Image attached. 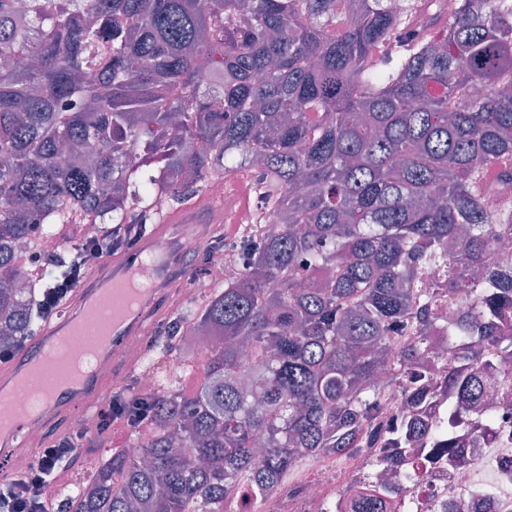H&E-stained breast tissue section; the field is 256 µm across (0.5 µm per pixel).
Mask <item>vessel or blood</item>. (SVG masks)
Here are the masks:
<instances>
[{
    "instance_id": "b4317fda",
    "label": "vessel or blood",
    "mask_w": 512,
    "mask_h": 512,
    "mask_svg": "<svg viewBox=\"0 0 512 512\" xmlns=\"http://www.w3.org/2000/svg\"><path fill=\"white\" fill-rule=\"evenodd\" d=\"M209 207V201L201 198L189 207L167 209L160 224L133 248L112 256L95 269L75 288L67 313L45 319L21 352L0 361V392L19 391L40 353L67 335L74 321L92 323L90 309L107 289L112 292L111 339L102 355L112 364L111 374L95 373L62 384L34 411V423L41 427L55 425L94 403L111 382L125 379L132 370L127 348L146 337L150 325L162 317L174 293L188 281L183 255L173 245V228L194 222L197 213ZM23 430L20 422L0 425L1 466H9L22 455Z\"/></svg>"
}]
</instances>
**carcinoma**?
<instances>
[{
  "label": "carcinoma",
  "instance_id": "1",
  "mask_svg": "<svg viewBox=\"0 0 512 512\" xmlns=\"http://www.w3.org/2000/svg\"><path fill=\"white\" fill-rule=\"evenodd\" d=\"M243 156L284 224L235 246L243 272L194 317L223 337L200 388L153 398L149 436L66 512H209L304 458L435 437L417 413L382 428L371 379L424 365L457 288L448 406L481 402L483 373L512 383V0H0V336L40 320L21 246L79 213L151 224ZM76 260H46L43 285Z\"/></svg>",
  "mask_w": 512,
  "mask_h": 512
}]
</instances>
